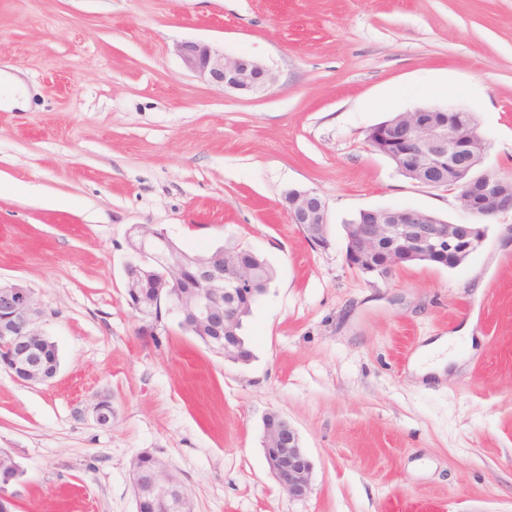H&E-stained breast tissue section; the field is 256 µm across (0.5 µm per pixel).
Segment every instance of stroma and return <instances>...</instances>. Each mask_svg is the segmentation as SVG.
<instances>
[{"mask_svg":"<svg viewBox=\"0 0 512 512\" xmlns=\"http://www.w3.org/2000/svg\"><path fill=\"white\" fill-rule=\"evenodd\" d=\"M187 40L274 80L204 82L176 54ZM0 68L31 93L0 108V277L33 289L60 357L45 383L0 366L14 512H136L144 450L193 512H512V213L458 267L386 278L349 265L344 230L368 209L476 221L371 149L397 112L468 109L481 170L512 176V0H0ZM292 189L325 201L329 249L289 222ZM135 225L273 266L249 362L167 318L143 332L123 275ZM465 326L462 365L417 381L418 348ZM270 413L313 465L306 498L268 469Z\"/></svg>","mask_w":512,"mask_h":512,"instance_id":"stroma-1","label":"stroma"}]
</instances>
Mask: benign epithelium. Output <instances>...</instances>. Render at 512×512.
<instances>
[{
	"label": "benign epithelium",
	"mask_w": 512,
	"mask_h": 512,
	"mask_svg": "<svg viewBox=\"0 0 512 512\" xmlns=\"http://www.w3.org/2000/svg\"><path fill=\"white\" fill-rule=\"evenodd\" d=\"M185 68L199 79L226 90L256 92L273 80L260 62L229 56L208 44L184 41L177 48ZM443 112L439 121L425 112ZM454 106L416 108L404 122L376 125L368 140L393 157L424 182L436 173L467 174L476 155L484 154L486 143L478 134L475 119L466 122ZM462 210L484 218L512 213V189L487 173L463 181L457 195ZM288 219L300 225L312 245L330 246L326 204L312 189H293L285 196ZM360 223L347 235L346 258L353 267L368 265L382 249L390 250L389 267L402 264L410 256L431 258L446 267L462 264L484 243V228L471 224H437L432 213L419 209L364 210ZM128 258L124 264L126 291L137 299L150 296L165 313L177 321L189 320L201 331L224 337V358L243 361L232 340L242 314L241 299L255 292L251 250L219 247L191 254L180 249L164 231L136 225L128 234ZM44 311L34 292L24 283L0 278V340L11 352L6 367L17 379L40 383L43 374V343L49 341L42 328ZM263 447L269 471L281 488L293 498L305 497L312 485V463L300 444L298 433L287 418L270 413L264 423ZM151 459L145 466L142 459ZM137 484L139 512L161 498L174 501L175 512H186L189 498L182 482L165 462L143 451L136 455L131 470ZM23 470L7 451H0V512H14L15 504L6 488L20 478Z\"/></svg>",
	"instance_id": "7a95c632"
}]
</instances>
